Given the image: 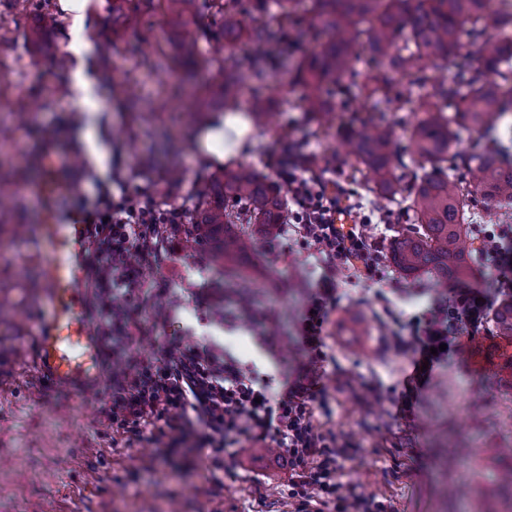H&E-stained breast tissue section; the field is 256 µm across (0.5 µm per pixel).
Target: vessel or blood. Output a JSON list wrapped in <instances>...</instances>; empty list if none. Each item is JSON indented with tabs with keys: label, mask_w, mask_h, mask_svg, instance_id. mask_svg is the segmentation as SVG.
Returning a JSON list of instances; mask_svg holds the SVG:
<instances>
[{
	"label": "vessel or blood",
	"mask_w": 512,
	"mask_h": 512,
	"mask_svg": "<svg viewBox=\"0 0 512 512\" xmlns=\"http://www.w3.org/2000/svg\"><path fill=\"white\" fill-rule=\"evenodd\" d=\"M41 240L49 255L41 270L45 318L33 323L36 373L53 386L83 394L100 383V343L83 316L85 290L79 285L85 227L51 215L42 227ZM336 339L367 347L365 323L352 315L341 316Z\"/></svg>",
	"instance_id": "vessel-or-blood-1"
}]
</instances>
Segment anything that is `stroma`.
Returning a JSON list of instances; mask_svg holds the SVG:
<instances>
[{
    "mask_svg": "<svg viewBox=\"0 0 512 512\" xmlns=\"http://www.w3.org/2000/svg\"><path fill=\"white\" fill-rule=\"evenodd\" d=\"M137 2V22L125 29L128 0H87L80 24L66 0H55V21L34 47L28 34L40 9L33 0H0V173H13L18 196L17 209L0 216V306L15 313L0 321V512H296L284 484L288 467L276 464L269 445L225 459L211 482L194 466L190 443L168 452L113 433L105 389L57 388L30 368L35 342L28 319L47 258L34 243L44 215L92 202L98 180L117 196L145 194L161 207L194 211L226 161L204 146L212 135L223 147L230 131V115L219 110L215 94L222 77L211 35L221 20L210 0H198L195 59L172 75L154 71L149 58L176 56V26L158 0ZM77 72L91 86V105L75 89ZM129 84L138 88L133 105L124 92ZM304 95L303 85L284 77L249 82L244 98H261L274 119L261 126L240 119L246 135L231 159L275 179L283 158L304 157L310 171L348 190L351 206L383 226L384 245L412 231L400 205L378 198L357 173L336 133L339 124H359L371 101L360 100L354 110L334 107L318 123L305 114ZM34 98L41 111L18 126V113ZM188 122L194 135L162 154L163 128L178 131ZM93 145L101 159L63 170L72 189L48 194L43 181L54 158L81 156ZM243 230L256 247L243 275L225 282L188 234L163 239L161 260L142 284L165 291L143 311L154 330L130 344L132 353L206 342L261 375L278 378L297 368L296 320L319 276L316 257L289 230L269 232L259 224ZM384 277L379 296L364 292L355 277L340 283L336 309L363 317L369 351L326 344L336 360L326 426L345 447L342 482L388 512H466L473 503L512 512L495 485L508 464L499 450L512 447V353L489 323L451 328L449 337L459 344L484 338L483 367L451 359L436 370L412 415L399 416L395 402L409 366L394 349L393 318L411 317L444 289L432 276L408 277L391 265Z\"/></svg>",
    "mask_w": 512,
    "mask_h": 512,
    "instance_id": "35a3bbf8",
    "label": "stroma"
}]
</instances>
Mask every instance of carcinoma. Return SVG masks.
I'll list each match as a JSON object with an SVG mask.
<instances>
[{"label":"carcinoma","instance_id":"carcinoma-1","mask_svg":"<svg viewBox=\"0 0 512 512\" xmlns=\"http://www.w3.org/2000/svg\"><path fill=\"white\" fill-rule=\"evenodd\" d=\"M178 21L181 64L197 50L192 28L196 0H164ZM299 0H214L223 24L215 41L231 49L219 56L224 82L220 103L235 110L243 79L263 81L278 63L284 40H302L307 30L296 21ZM487 0H312L311 15L333 37L321 50L292 65L291 79L308 89L306 112L317 117L330 106L333 83L346 105L366 97L372 111L360 127L343 133L373 191L407 204L418 229L394 240L390 258L407 275L433 274L446 283L471 274L474 239L464 227L465 196L512 205V141L497 135L512 112V38L488 33ZM467 24L468 44L461 41ZM371 59L366 74L355 68L358 49ZM453 65L448 79L430 83V64ZM423 91L424 117L411 135L410 160L391 152L389 113L410 102L403 88ZM479 136L470 150H452L461 131ZM282 188L254 169L239 165L218 171L210 194L190 223L202 231L213 268L224 277L253 251L250 239L232 228L243 211L256 224L281 223ZM496 334L512 337V298L501 301L491 318ZM503 498L512 501V467L498 472Z\"/></svg>","mask_w":512,"mask_h":512}]
</instances>
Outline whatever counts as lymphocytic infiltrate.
I'll list each match as a JSON object with an SVG mask.
<instances>
[{
  "mask_svg": "<svg viewBox=\"0 0 512 512\" xmlns=\"http://www.w3.org/2000/svg\"><path fill=\"white\" fill-rule=\"evenodd\" d=\"M280 177L294 204L293 230L325 267L298 318L297 344L304 361L284 377L277 392L232 359L218 360L205 343L166 347L148 357L126 350V342L145 330L137 317L143 304L142 267L159 262L165 233L183 230L185 208L164 210L149 197L117 199L104 186L95 207H75L76 223L86 227L82 268L96 288L97 334L114 355L107 385L112 430L132 441L150 438L167 449L195 435L192 453L211 471L223 468L228 449L268 441L288 466V494L297 512H386L382 503L342 482L345 452L316 419L317 411L327 408L324 366L331 357L324 332L338 301V275L350 271L363 287H374L381 281L385 256L368 219L340 223L345 189L304 176L294 161L281 166ZM508 241L491 231L483 240L482 255L498 288H512ZM483 295L479 287L452 289L396 333L398 350L412 364L397 400L399 415H411L431 383L433 366L458 354L455 346L440 349L448 341L449 321L473 328L483 323L490 307Z\"/></svg>",
  "mask_w": 512,
  "mask_h": 512,
  "instance_id": "lymphocytic-infiltrate-1",
  "label": "lymphocytic infiltrate"
}]
</instances>
